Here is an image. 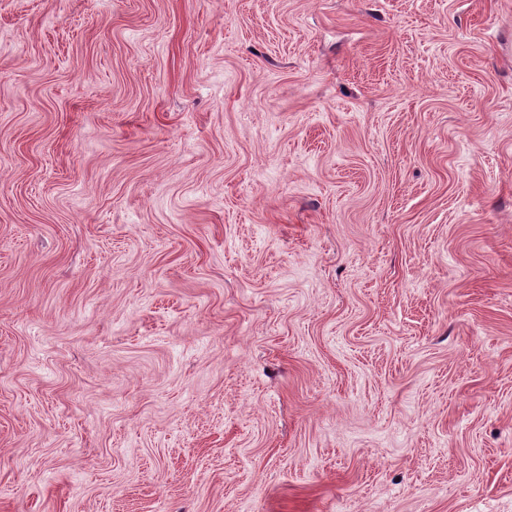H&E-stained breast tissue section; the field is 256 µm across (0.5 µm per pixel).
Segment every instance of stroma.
<instances>
[{"mask_svg": "<svg viewBox=\"0 0 512 512\" xmlns=\"http://www.w3.org/2000/svg\"><path fill=\"white\" fill-rule=\"evenodd\" d=\"M0 512H512V0H0Z\"/></svg>", "mask_w": 512, "mask_h": 512, "instance_id": "35a3bbf8", "label": "stroma"}]
</instances>
